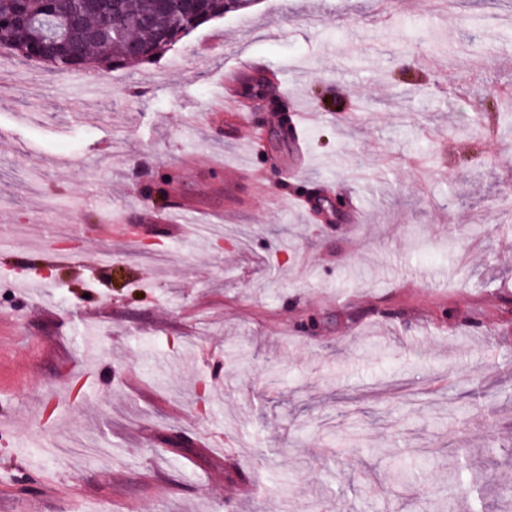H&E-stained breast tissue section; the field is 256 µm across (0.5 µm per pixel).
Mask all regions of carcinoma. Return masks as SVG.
<instances>
[{"label": "carcinoma", "mask_w": 512, "mask_h": 512, "mask_svg": "<svg viewBox=\"0 0 512 512\" xmlns=\"http://www.w3.org/2000/svg\"><path fill=\"white\" fill-rule=\"evenodd\" d=\"M253 0H0V46L57 69L149 62L203 23Z\"/></svg>", "instance_id": "cac0c4a2"}]
</instances>
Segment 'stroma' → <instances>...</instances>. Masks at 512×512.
<instances>
[{"label": "stroma", "instance_id": "obj_1", "mask_svg": "<svg viewBox=\"0 0 512 512\" xmlns=\"http://www.w3.org/2000/svg\"><path fill=\"white\" fill-rule=\"evenodd\" d=\"M0 71L13 512H512V0H254L148 64Z\"/></svg>", "mask_w": 512, "mask_h": 512}]
</instances>
